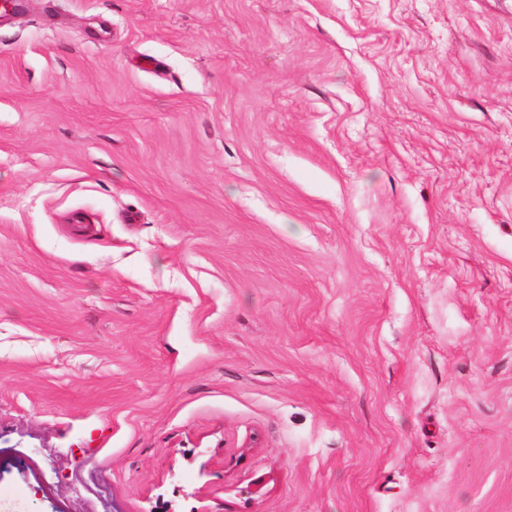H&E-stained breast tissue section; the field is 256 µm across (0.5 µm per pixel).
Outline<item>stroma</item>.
<instances>
[{"mask_svg":"<svg viewBox=\"0 0 512 512\" xmlns=\"http://www.w3.org/2000/svg\"><path fill=\"white\" fill-rule=\"evenodd\" d=\"M0 512H512V0L0 18Z\"/></svg>","mask_w":512,"mask_h":512,"instance_id":"obj_1","label":"stroma"}]
</instances>
